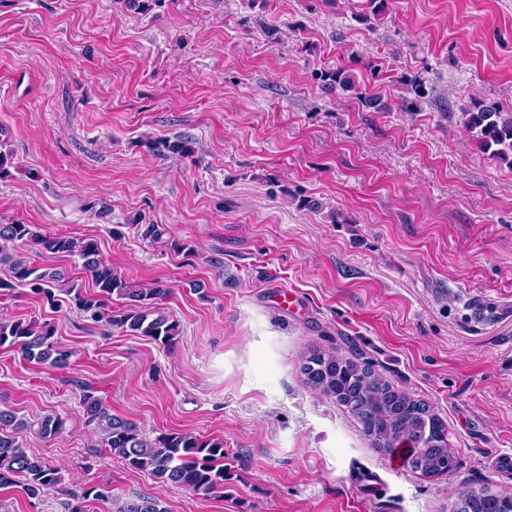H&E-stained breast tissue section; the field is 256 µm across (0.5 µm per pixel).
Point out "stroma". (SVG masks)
<instances>
[{
  "instance_id": "1",
  "label": "stroma",
  "mask_w": 512,
  "mask_h": 512,
  "mask_svg": "<svg viewBox=\"0 0 512 512\" xmlns=\"http://www.w3.org/2000/svg\"><path fill=\"white\" fill-rule=\"evenodd\" d=\"M336 68L391 111L325 90ZM407 76L431 90L417 112ZM477 103L512 111V0H0V224L95 238L128 281L167 285L181 331L167 348L64 298L0 296V318L73 352L55 370L0 347V406L65 421L18 437L61 483L1 487L0 512H66L90 485L166 512H451L485 480L512 491V166L467 131ZM183 136L190 157L149 148ZM313 349L433 408L457 472L394 467L305 385ZM87 387L150 436L222 440L223 489L128 468L86 425Z\"/></svg>"
}]
</instances>
